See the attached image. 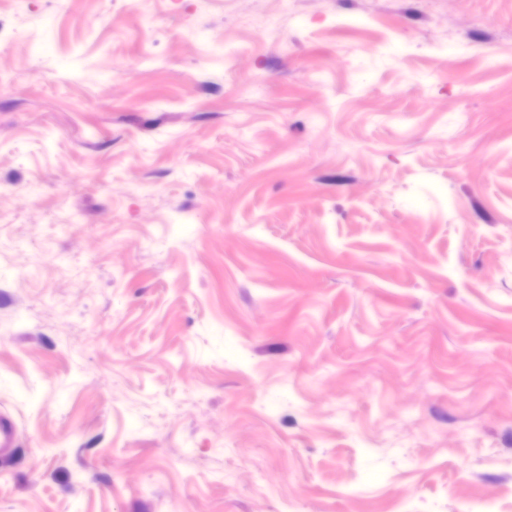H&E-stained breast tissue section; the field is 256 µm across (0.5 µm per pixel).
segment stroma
<instances>
[{
	"label": "stroma",
	"instance_id": "1",
	"mask_svg": "<svg viewBox=\"0 0 512 512\" xmlns=\"http://www.w3.org/2000/svg\"><path fill=\"white\" fill-rule=\"evenodd\" d=\"M193 2L0 0V512H512V0Z\"/></svg>",
	"mask_w": 512,
	"mask_h": 512
}]
</instances>
